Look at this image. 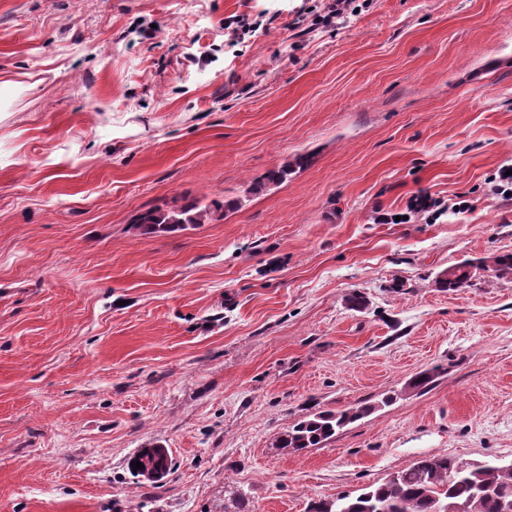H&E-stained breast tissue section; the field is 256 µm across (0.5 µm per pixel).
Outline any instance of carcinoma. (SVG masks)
<instances>
[{
    "mask_svg": "<svg viewBox=\"0 0 512 512\" xmlns=\"http://www.w3.org/2000/svg\"><path fill=\"white\" fill-rule=\"evenodd\" d=\"M290 173L288 165L272 169L255 185V190L259 191L267 184L282 183ZM234 207L233 201H216L204 209L194 203L168 210L151 208L140 212L134 224L144 234L171 231L183 224L222 219ZM473 278L471 263L462 262L442 271L436 283L440 288L455 290L472 286ZM435 378V372L422 371L408 381L407 388L422 393L431 387ZM374 410L375 406L364 405L315 413L278 433L272 447L288 453L319 448L332 439L336 431ZM129 461L142 464L133 473L134 477L155 483L162 479L158 465L170 461V457L166 449L153 445L138 449ZM450 503L466 506L467 512H509L512 509V466L467 463L446 455H421L379 484L365 488L359 495H340L334 500L316 501L309 512H445Z\"/></svg>",
    "mask_w": 512,
    "mask_h": 512,
    "instance_id": "cac0c4a2",
    "label": "carcinoma"
}]
</instances>
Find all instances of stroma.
Returning <instances> with one entry per match:
<instances>
[{"mask_svg":"<svg viewBox=\"0 0 512 512\" xmlns=\"http://www.w3.org/2000/svg\"><path fill=\"white\" fill-rule=\"evenodd\" d=\"M304 4L325 0H0V512H224L240 489L308 512L420 455L512 463V277L434 283L512 252V0H373L310 33ZM421 194L445 214L376 223ZM365 403L323 447L271 446ZM151 442L159 485L127 468ZM234 201L213 202L211 206L199 209L194 203L164 210L151 208L140 212L133 224L144 234L171 231L182 224H204L206 221L223 219L227 211L232 210ZM470 267L471 263L469 262L448 267L437 276L436 283L438 287L446 290L471 287L474 275L471 273Z\"/></svg>","mask_w":512,"mask_h":512,"instance_id":"35a3bbf8","label":"stroma"}]
</instances>
